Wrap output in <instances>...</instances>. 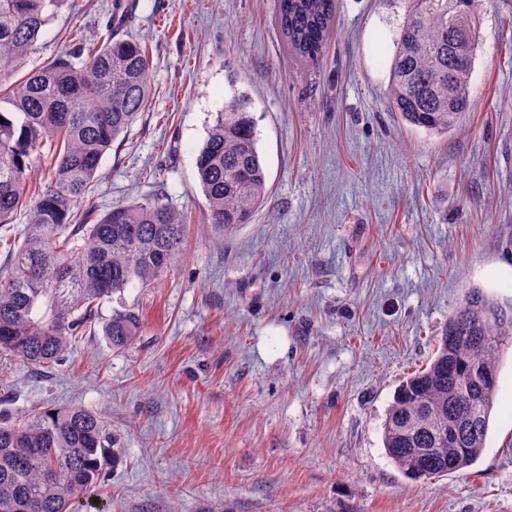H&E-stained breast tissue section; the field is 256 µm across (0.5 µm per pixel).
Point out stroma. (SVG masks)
<instances>
[{
  "mask_svg": "<svg viewBox=\"0 0 512 512\" xmlns=\"http://www.w3.org/2000/svg\"><path fill=\"white\" fill-rule=\"evenodd\" d=\"M111 0H68L30 67L93 42ZM276 0H139L151 99L102 162L100 209L155 194L187 214L181 259L104 301L64 360H0V416L106 415L121 459L75 512H512V350L486 447L425 481L383 423L472 288L512 297V0H484L461 132L402 123L385 95L397 0H336L314 60L289 53ZM251 101L269 196L221 236L195 167L217 112ZM142 316L113 349L115 308Z\"/></svg>",
  "mask_w": 512,
  "mask_h": 512,
  "instance_id": "1",
  "label": "stroma"
}]
</instances>
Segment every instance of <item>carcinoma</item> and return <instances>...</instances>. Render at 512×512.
<instances>
[{"label":"carcinoma","instance_id":"carcinoma-1","mask_svg":"<svg viewBox=\"0 0 512 512\" xmlns=\"http://www.w3.org/2000/svg\"><path fill=\"white\" fill-rule=\"evenodd\" d=\"M66 2L0 0V354L35 366L62 360L100 303L166 275L187 233L184 215L160 196L100 214L86 196L104 156L148 103L153 58L140 39L109 32L16 78ZM401 2L391 106L428 133L460 131L471 107L481 0ZM335 12L336 0H277L288 51L318 56ZM195 167L212 228L224 234L248 223L268 188L247 99L216 114ZM140 329L138 313L115 310L105 334L120 349ZM509 345L512 299L472 290L448 318L430 363L401 382L386 414L383 447L406 478L462 472L480 458ZM116 454L108 421L95 411L0 420V512H73L76 500L102 487Z\"/></svg>","mask_w":512,"mask_h":512}]
</instances>
